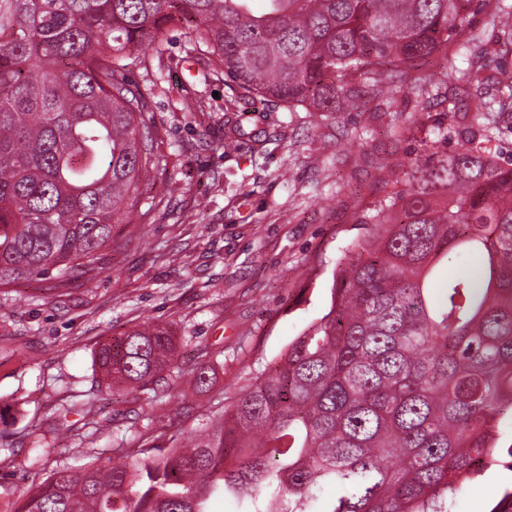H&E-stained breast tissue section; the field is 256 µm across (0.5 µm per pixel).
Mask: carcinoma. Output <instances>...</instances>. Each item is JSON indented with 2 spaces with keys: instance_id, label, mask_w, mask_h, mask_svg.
Here are the masks:
<instances>
[{
  "instance_id": "cac0c4a2",
  "label": "carcinoma",
  "mask_w": 512,
  "mask_h": 512,
  "mask_svg": "<svg viewBox=\"0 0 512 512\" xmlns=\"http://www.w3.org/2000/svg\"><path fill=\"white\" fill-rule=\"evenodd\" d=\"M0 0V288L100 274L112 231L140 218L160 156L150 101L127 60L188 30L186 54L237 99L294 112H359L415 94L443 107L437 132L398 164L404 188L373 202L371 233L333 278L328 312L182 445H143L121 464L60 465L11 512H450L461 486L512 457V159L492 149L512 72L419 63L465 49L507 0ZM389 71L392 80L382 83ZM467 94L471 124L456 100ZM450 252L476 262L456 273ZM166 326L98 343L107 383L152 387L176 368Z\"/></svg>"
}]
</instances>
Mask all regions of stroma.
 <instances>
[{"label":"stroma","instance_id":"35a3bbf8","mask_svg":"<svg viewBox=\"0 0 512 512\" xmlns=\"http://www.w3.org/2000/svg\"><path fill=\"white\" fill-rule=\"evenodd\" d=\"M473 27L479 39L457 66L512 69V28L486 12ZM186 47L184 28L171 27L174 65L143 49L129 67L150 96L146 122L163 154L140 204L150 219L116 227L94 287L74 276L0 288V512L56 465L164 447L210 422L327 312L348 245L399 178L394 160L416 157L440 118L431 111L409 135L415 99L404 95L386 112L343 115L247 105ZM153 323L177 341L169 390L99 387L101 338ZM203 362L214 377L207 392L192 379ZM100 426L112 442L92 437ZM40 442L52 452L35 466ZM510 488L512 466L492 467L462 486L451 512H512Z\"/></svg>","mask_w":512,"mask_h":512}]
</instances>
